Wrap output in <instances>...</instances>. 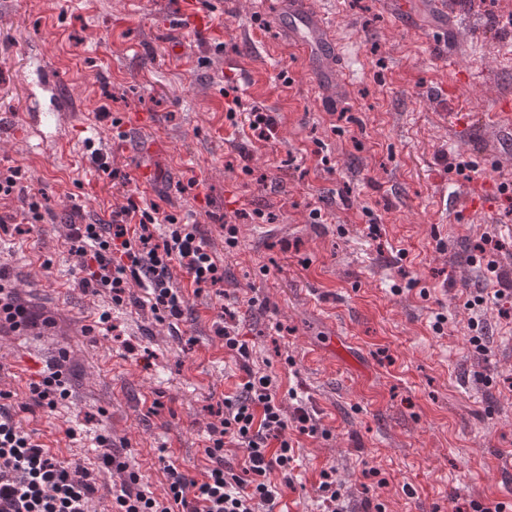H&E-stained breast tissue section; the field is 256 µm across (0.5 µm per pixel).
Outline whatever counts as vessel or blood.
I'll use <instances>...</instances> for the list:
<instances>
[{"label": "vessel or blood", "instance_id": "vessel-or-blood-1", "mask_svg": "<svg viewBox=\"0 0 512 512\" xmlns=\"http://www.w3.org/2000/svg\"><path fill=\"white\" fill-rule=\"evenodd\" d=\"M280 18L291 40L299 46L311 70L317 73L324 84L333 86L341 82L342 76L335 59L340 51L329 32L327 20L315 9L311 0H280ZM180 21L188 29L201 36H209L213 21L204 9L202 0H181ZM28 97L40 102L39 111L30 113L26 121V132L33 137L54 134V121L60 109L70 106L71 101L60 91V86L43 66H36L29 84Z\"/></svg>", "mask_w": 512, "mask_h": 512}]
</instances>
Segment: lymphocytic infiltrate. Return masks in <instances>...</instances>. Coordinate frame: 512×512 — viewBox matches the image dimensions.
<instances>
[{
  "label": "lymphocytic infiltrate",
  "instance_id": "lymphocytic-infiltrate-1",
  "mask_svg": "<svg viewBox=\"0 0 512 512\" xmlns=\"http://www.w3.org/2000/svg\"><path fill=\"white\" fill-rule=\"evenodd\" d=\"M159 226L164 234H156ZM69 241L84 272L81 288L107 289L113 304L149 309L173 328L189 311L186 288L174 282L173 267L186 271L195 291L224 286V262L209 250L198 226L161 214L153 203L128 198L111 221L73 225ZM242 370L237 393L224 397L218 421L209 427L200 478L168 464L166 496L159 499L139 489L140 477L129 462L104 455L105 465L123 476L112 488V512H273L280 489L271 476L280 473L292 484L297 463L295 444L285 435L288 426L308 436L317 427L305 407L286 413L276 376L247 364ZM229 444L243 453L239 465L224 460ZM93 491L87 467L56 461L0 410V512H91Z\"/></svg>",
  "mask_w": 512,
  "mask_h": 512
}]
</instances>
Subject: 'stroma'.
Returning <instances> with one entry per match:
<instances>
[{"label": "stroma", "mask_w": 512, "mask_h": 512, "mask_svg": "<svg viewBox=\"0 0 512 512\" xmlns=\"http://www.w3.org/2000/svg\"><path fill=\"white\" fill-rule=\"evenodd\" d=\"M203 2L217 36L179 25L180 0H0V125L13 131L0 137V170L20 168L45 215L27 227L20 196L0 198L12 220L0 269L37 318L30 335L0 334V390L16 420L93 472L95 512H109L122 480L102 463L100 435L163 496L166 464L198 476L218 404L236 390L241 360L215 333L228 308L254 365L296 391L287 410L300 403L317 420L318 435L287 431L300 465L292 487L273 481L288 512H324L317 487L330 467L343 512L512 504V309L466 307L487 260L512 278V199L498 189L512 182V151L490 118L512 94V0H456L447 13L433 0H313L342 47L334 92L288 44L278 0L260 24L253 0ZM228 54L249 89L225 70ZM35 58L77 101L57 139L25 137ZM227 80L244 107L275 116L268 138L226 119ZM142 115L149 125L125 137L112 128ZM453 159L473 163L471 176ZM441 189L483 199L490 215L437 222ZM130 192L199 225L224 261L225 296L190 295L178 331L78 286L70 223L111 219ZM315 208L325 223H312ZM226 222L238 230L231 250ZM473 319L487 353L470 342ZM55 370L67 397L26 410L31 384Z\"/></svg>", "instance_id": "obj_1"}]
</instances>
